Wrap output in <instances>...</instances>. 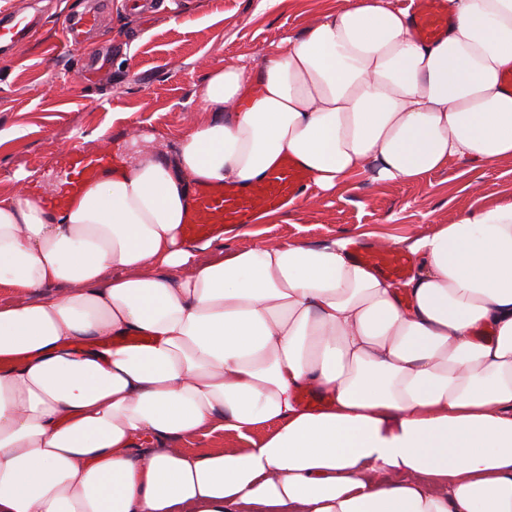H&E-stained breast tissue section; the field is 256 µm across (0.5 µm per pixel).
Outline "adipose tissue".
Returning <instances> with one entry per match:
<instances>
[{
    "label": "adipose tissue",
    "instance_id": "obj_1",
    "mask_svg": "<svg viewBox=\"0 0 512 512\" xmlns=\"http://www.w3.org/2000/svg\"><path fill=\"white\" fill-rule=\"evenodd\" d=\"M446 8L423 42L347 0L66 210L0 196V512H512V202L415 239L399 285L346 237L182 233L198 188L286 158L323 197L512 158V0Z\"/></svg>",
    "mask_w": 512,
    "mask_h": 512
}]
</instances>
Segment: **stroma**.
Returning <instances> with one entry per match:
<instances>
[{"instance_id":"stroma-1","label":"stroma","mask_w":512,"mask_h":512,"mask_svg":"<svg viewBox=\"0 0 512 512\" xmlns=\"http://www.w3.org/2000/svg\"><path fill=\"white\" fill-rule=\"evenodd\" d=\"M131 0H0L34 18L40 35L0 45V194L19 192L20 174L48 185L66 173L72 151L96 153L134 130L177 141L208 120L200 90L221 65H255L270 47L346 0H153L136 12ZM95 10L99 23L62 46L61 22ZM512 201V158L490 168L469 164L416 182L387 183L372 175L339 193L281 209L260 225L267 241L318 244L374 233L413 240L454 223L482 203Z\"/></svg>"}]
</instances>
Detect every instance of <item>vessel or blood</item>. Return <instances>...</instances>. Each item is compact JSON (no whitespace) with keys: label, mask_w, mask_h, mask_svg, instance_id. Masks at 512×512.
Returning a JSON list of instances; mask_svg holds the SVG:
<instances>
[{"label":"vessel or blood","mask_w":512,"mask_h":512,"mask_svg":"<svg viewBox=\"0 0 512 512\" xmlns=\"http://www.w3.org/2000/svg\"><path fill=\"white\" fill-rule=\"evenodd\" d=\"M449 25L445 0H417L412 25V33L417 39L434 40L446 32ZM30 30L27 16L16 12L0 26V39H20ZM111 167L112 156L106 151L70 154L67 158L68 176L49 197V205L59 211L65 210L88 183L100 178ZM307 180L308 174L300 165L284 159L247 184L202 187L186 215L183 233L190 239L215 238L232 226L253 223L259 212L278 210L297 197ZM353 257L371 271L393 280L408 277L413 267L410 254L393 248L359 246Z\"/></svg>","instance_id":"1"}]
</instances>
